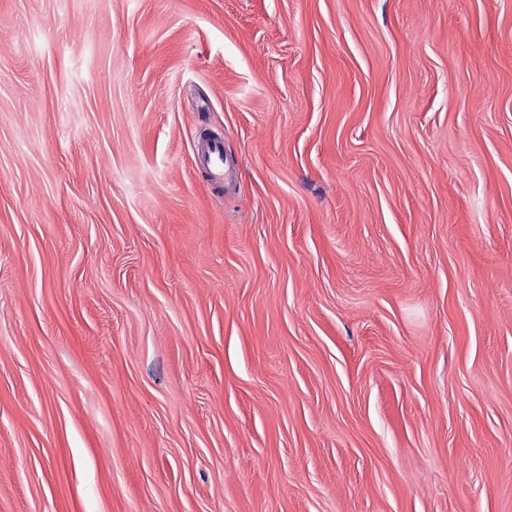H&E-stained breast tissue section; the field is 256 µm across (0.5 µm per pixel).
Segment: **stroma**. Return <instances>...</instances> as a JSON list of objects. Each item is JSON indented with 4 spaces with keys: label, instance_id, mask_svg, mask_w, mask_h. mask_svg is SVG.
<instances>
[{
    "label": "stroma",
    "instance_id": "obj_1",
    "mask_svg": "<svg viewBox=\"0 0 512 512\" xmlns=\"http://www.w3.org/2000/svg\"><path fill=\"white\" fill-rule=\"evenodd\" d=\"M0 512H512V0H0ZM226 163L223 139L215 140L201 148L197 157H195V164L198 167L211 171L215 178H217L218 175L224 177L226 173Z\"/></svg>",
    "mask_w": 512,
    "mask_h": 512
}]
</instances>
